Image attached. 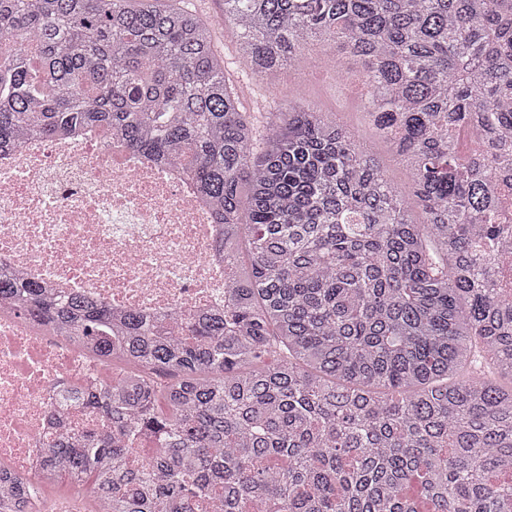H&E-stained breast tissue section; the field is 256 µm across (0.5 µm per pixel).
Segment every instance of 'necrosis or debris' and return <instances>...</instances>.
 Returning a JSON list of instances; mask_svg holds the SVG:
<instances>
[{
	"instance_id": "obj_1",
	"label": "necrosis or debris",
	"mask_w": 512,
	"mask_h": 512,
	"mask_svg": "<svg viewBox=\"0 0 512 512\" xmlns=\"http://www.w3.org/2000/svg\"><path fill=\"white\" fill-rule=\"evenodd\" d=\"M120 133L61 131L0 154V272L55 296L189 322L224 310V250L211 208L177 169L122 146ZM48 326L0 309V484L33 479L60 427L59 380L101 375Z\"/></svg>"
}]
</instances>
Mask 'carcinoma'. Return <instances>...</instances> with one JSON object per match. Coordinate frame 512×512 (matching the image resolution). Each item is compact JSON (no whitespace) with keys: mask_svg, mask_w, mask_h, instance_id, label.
Masks as SVG:
<instances>
[{"mask_svg":"<svg viewBox=\"0 0 512 512\" xmlns=\"http://www.w3.org/2000/svg\"><path fill=\"white\" fill-rule=\"evenodd\" d=\"M223 3L252 79L347 54L411 195L299 93L263 128L240 111L177 0H0V41L35 43L0 57V152L121 130L210 205L226 275L224 314L177 335L0 276L17 313L131 368L62 383L107 429L61 433L0 512L61 478L107 512H512V0Z\"/></svg>","mask_w":512,"mask_h":512,"instance_id":"1","label":"carcinoma"}]
</instances>
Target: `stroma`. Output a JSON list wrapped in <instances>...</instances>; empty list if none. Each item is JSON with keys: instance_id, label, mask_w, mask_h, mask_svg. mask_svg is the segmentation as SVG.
Wrapping results in <instances>:
<instances>
[{"instance_id": "35a3bbf8", "label": "stroma", "mask_w": 512, "mask_h": 512, "mask_svg": "<svg viewBox=\"0 0 512 512\" xmlns=\"http://www.w3.org/2000/svg\"><path fill=\"white\" fill-rule=\"evenodd\" d=\"M215 40L217 52L236 86L242 111L265 112L271 101L285 103L295 91H302L311 106L329 113L356 131L362 140L371 143L386 177L401 189H408L407 173L395 159L391 146L375 140L372 135L363 109L364 89L356 74L336 79L331 71L321 66L318 52L312 51L305 54L292 71L260 82L247 80L240 75L243 62L238 56L232 29L216 30Z\"/></svg>"}]
</instances>
